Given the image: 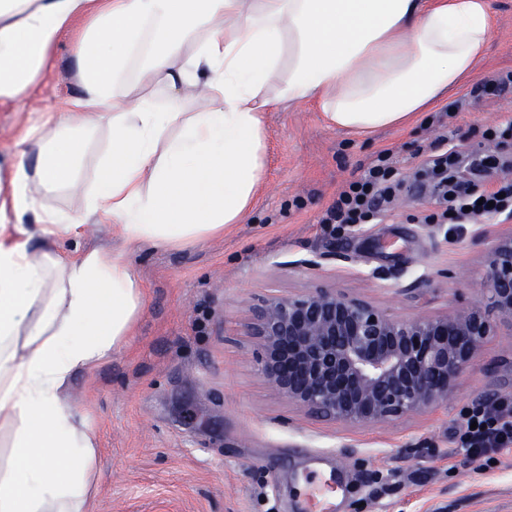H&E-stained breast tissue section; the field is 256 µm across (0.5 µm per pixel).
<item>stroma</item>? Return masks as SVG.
Segmentation results:
<instances>
[{
	"instance_id": "obj_1",
	"label": "stroma",
	"mask_w": 512,
	"mask_h": 512,
	"mask_svg": "<svg viewBox=\"0 0 512 512\" xmlns=\"http://www.w3.org/2000/svg\"><path fill=\"white\" fill-rule=\"evenodd\" d=\"M491 13L487 54L444 98L441 123L421 112L408 126L362 137L328 125L314 106H272L265 184L243 223L180 249H126L145 298L134 340L70 392L101 437L92 512H299L312 471L345 485L337 512H512V450L488 466L460 443L477 397L512 400V325L485 339L447 403L367 427L313 419L276 396L246 334L258 300L317 288L402 318L480 297L486 252L512 234V218L430 223L436 181L420 164L446 135L463 166L478 148L512 153L483 138L512 122V93L472 94L478 80L512 71V0H491ZM74 71L65 38L31 97L0 106L1 177L31 113L50 114L77 94ZM387 149L401 190L369 223L325 231L319 219L345 183ZM314 256L319 267H304Z\"/></svg>"
}]
</instances>
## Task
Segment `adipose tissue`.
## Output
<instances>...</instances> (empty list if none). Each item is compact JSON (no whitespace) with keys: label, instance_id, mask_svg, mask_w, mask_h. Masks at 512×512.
Wrapping results in <instances>:
<instances>
[{"label":"adipose tissue","instance_id":"adipose-tissue-1","mask_svg":"<svg viewBox=\"0 0 512 512\" xmlns=\"http://www.w3.org/2000/svg\"><path fill=\"white\" fill-rule=\"evenodd\" d=\"M67 35L79 91L29 118L0 187V512H91L98 491L100 434L67 394L129 344L144 295L124 253L80 245L88 225L165 249L223 236L264 185L270 106L360 136L406 125L493 29L490 0H0V105ZM101 130L83 207L54 205Z\"/></svg>","mask_w":512,"mask_h":512}]
</instances>
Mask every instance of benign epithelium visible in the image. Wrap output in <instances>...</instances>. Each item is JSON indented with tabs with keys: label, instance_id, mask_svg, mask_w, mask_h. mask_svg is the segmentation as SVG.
<instances>
[{
	"label": "benign epithelium",
	"instance_id": "benign-epithelium-1",
	"mask_svg": "<svg viewBox=\"0 0 512 512\" xmlns=\"http://www.w3.org/2000/svg\"><path fill=\"white\" fill-rule=\"evenodd\" d=\"M512 324V236L488 250L482 300L443 315L392 317L334 288L251 307L259 370L289 404L320 420L387 423L448 401L499 322Z\"/></svg>",
	"mask_w": 512,
	"mask_h": 512
}]
</instances>
